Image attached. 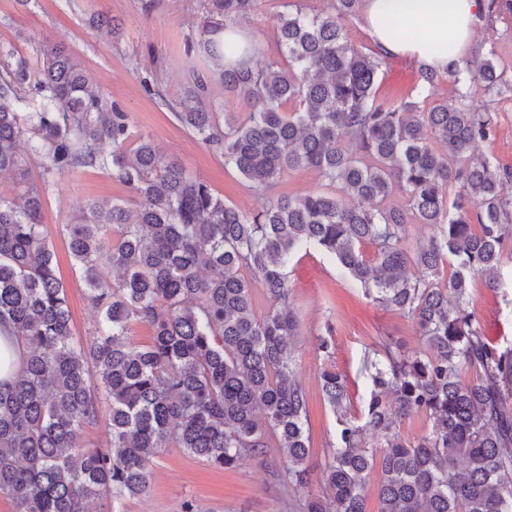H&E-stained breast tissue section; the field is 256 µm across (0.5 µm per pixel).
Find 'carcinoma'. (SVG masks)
Masks as SVG:
<instances>
[{"mask_svg":"<svg viewBox=\"0 0 512 512\" xmlns=\"http://www.w3.org/2000/svg\"><path fill=\"white\" fill-rule=\"evenodd\" d=\"M257 2L205 0L200 39L187 47L215 68L193 77L175 104L178 120L264 197L250 213L151 141L129 147L128 113L108 104L64 46L42 47L34 72L0 45V173L18 186L0 195V328L22 347L18 371L0 379V496L15 512H89L93 500L146 493L163 448L226 469L275 446L288 458L292 512H366L376 467L379 512H512V346L484 336L467 305L477 274L503 286L498 270L512 240L508 173L475 153L493 135L491 113L469 104L467 91L422 112L417 101L378 97L383 58L347 33L359 0L281 14L286 64L227 66L224 31ZM469 72L489 94L505 86L490 52ZM212 80L244 96L245 118L205 109ZM32 155L38 179L28 176ZM89 168L112 170L135 208L88 203L65 225L100 314L97 335L84 340L72 330L42 200L58 178ZM299 168L315 171L325 190L275 193ZM396 191L407 208L384 205ZM412 219L437 232L411 254L402 233ZM365 243L376 247L373 263ZM311 246L374 302L411 317L430 350L405 356L385 342L366 351L370 391L359 417L346 413L342 376L323 369L338 427L319 493L309 488L307 395L293 370L300 321L285 271ZM258 284L272 305L261 318L252 307ZM134 322L148 326V343L131 342ZM418 413L431 429L408 442L396 423ZM103 419L110 443L87 447L82 431ZM369 435L384 442L381 455L366 447Z\"/></svg>","mask_w":512,"mask_h":512,"instance_id":"1","label":"carcinoma"}]
</instances>
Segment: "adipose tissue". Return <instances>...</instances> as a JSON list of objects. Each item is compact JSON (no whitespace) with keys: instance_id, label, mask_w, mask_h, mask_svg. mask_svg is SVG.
I'll use <instances>...</instances> for the list:
<instances>
[{"instance_id":"ef3b65f1","label":"adipose tissue","mask_w":512,"mask_h":512,"mask_svg":"<svg viewBox=\"0 0 512 512\" xmlns=\"http://www.w3.org/2000/svg\"><path fill=\"white\" fill-rule=\"evenodd\" d=\"M483 8V0H362V21L382 53L442 69L463 59Z\"/></svg>"}]
</instances>
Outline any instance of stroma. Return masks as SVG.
<instances>
[{
	"label": "stroma",
	"mask_w": 512,
	"mask_h": 512,
	"mask_svg": "<svg viewBox=\"0 0 512 512\" xmlns=\"http://www.w3.org/2000/svg\"><path fill=\"white\" fill-rule=\"evenodd\" d=\"M0 0V44L35 61L43 45L65 46L79 60L89 81L108 102L129 115L133 137H150L160 153L205 182L225 203L242 212L256 210L260 199L226 166L224 159L176 118L170 105L196 74L212 69L209 59L188 51L198 39L205 11L202 0ZM331 0H259L242 24L261 46L259 65L280 61L276 33L285 4L309 13L328 9ZM104 13L121 24L116 33L90 26ZM473 47L494 54L498 70L512 82V14L488 8L478 19ZM157 84L161 95L149 96L144 81ZM462 86L445 73L425 85L419 63L402 56L385 57L375 91L395 100L419 99L422 108L457 99ZM474 105H489L494 122L491 141L479 145L501 169L512 173V93L489 99L483 89L471 91ZM130 188L112 171L89 168L61 177L44 197L43 230L52 244L59 275L66 287L73 332L93 335L99 314L69 256L65 225L76 222L87 202L109 204L131 200ZM290 299L300 317L293 369L303 384L309 408L312 490H319L336 417L321 390V372L335 366L347 381L348 411L360 415L369 382L362 370L366 345L389 341L402 353L423 349L413 320L375 304L338 263L317 249L295 255L289 265ZM503 288H487L483 277L470 283L468 307L489 339L512 344V261L503 260ZM288 462L279 449L244 458L224 470L178 448L164 449L152 463L146 495L115 503L114 512H182L192 502L196 512H288V491L280 477Z\"/></svg>",
	"instance_id": "stroma-1"
}]
</instances>
